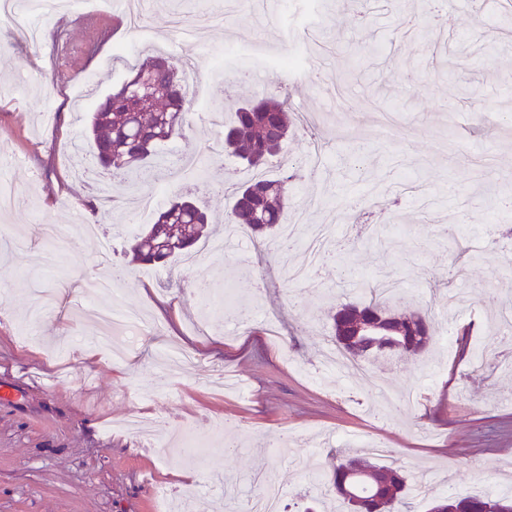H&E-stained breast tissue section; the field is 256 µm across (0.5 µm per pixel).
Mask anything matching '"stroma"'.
Masks as SVG:
<instances>
[{"instance_id":"stroma-1","label":"stroma","mask_w":512,"mask_h":512,"mask_svg":"<svg viewBox=\"0 0 512 512\" xmlns=\"http://www.w3.org/2000/svg\"><path fill=\"white\" fill-rule=\"evenodd\" d=\"M145 0L150 39L103 15L96 28H70L65 12L42 15L40 43L0 39V175L17 206L0 212V512H154V490L181 485L183 512H224L245 501L263 471L283 488L290 512L319 494L301 461L322 472L337 457L373 442L382 460L429 491L512 494V22L497 0H461L435 16L420 0ZM313 23L320 77L281 88L303 116L287 155L317 144L326 165L305 170L290 191L286 219L332 224L355 279L399 280L404 310L431 311L446 336L418 358L367 363L351 379L322 360L331 333L330 300L361 301L337 287L333 255L308 282L279 274L278 242L227 240L225 219L247 174L225 159L224 188L190 169L151 178L147 188L113 177L77 149L98 99L144 54L197 61L202 99L214 107L253 98L278 75L280 57L304 63L301 27ZM375 45L358 54L359 44ZM215 49L200 56V45ZM243 47L224 74L221 50ZM413 74L376 97L366 84L388 70ZM181 150L223 157L224 132L198 109ZM160 204L193 198L212 214L211 242L223 253L199 264L131 263L128 236L152 223L142 191ZM116 201L97 212L101 194ZM105 227L58 256L45 225ZM373 248H365L366 239ZM56 255V254H55ZM120 278L123 303L146 318L145 332L119 361L101 351L87 311L109 296L85 299L89 276ZM248 301L250 322L231 311L200 310L201 291ZM276 326L280 341L267 333ZM196 354L183 371L169 346ZM151 420L146 444L126 429L128 415ZM195 425L198 457L182 456L179 430Z\"/></svg>"}]
</instances>
